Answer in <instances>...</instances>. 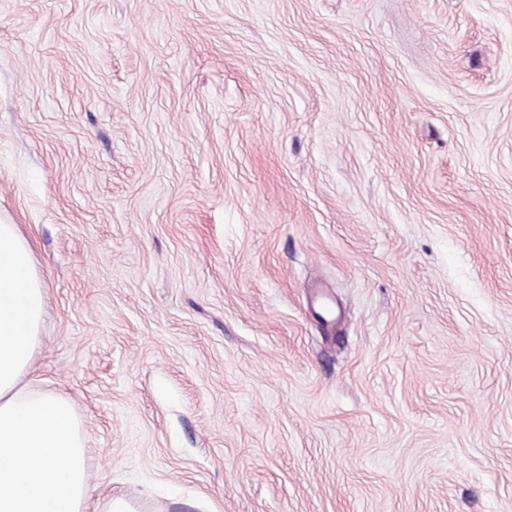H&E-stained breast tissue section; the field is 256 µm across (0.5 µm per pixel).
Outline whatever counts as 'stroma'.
Listing matches in <instances>:
<instances>
[{
  "label": "stroma",
  "instance_id": "35a3bbf8",
  "mask_svg": "<svg viewBox=\"0 0 512 512\" xmlns=\"http://www.w3.org/2000/svg\"><path fill=\"white\" fill-rule=\"evenodd\" d=\"M32 374L142 512H512V0H0Z\"/></svg>",
  "mask_w": 512,
  "mask_h": 512
}]
</instances>
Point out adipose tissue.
Instances as JSON below:
<instances>
[{"label": "adipose tissue", "mask_w": 512, "mask_h": 512, "mask_svg": "<svg viewBox=\"0 0 512 512\" xmlns=\"http://www.w3.org/2000/svg\"><path fill=\"white\" fill-rule=\"evenodd\" d=\"M46 290L28 240L0 224V512H137L91 501L86 436L68 401L34 388Z\"/></svg>", "instance_id": "1"}]
</instances>
